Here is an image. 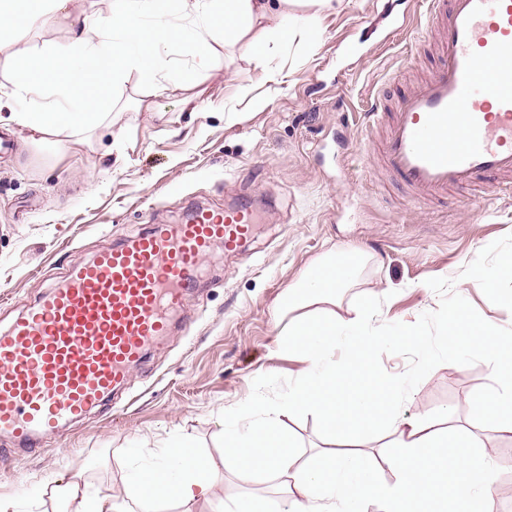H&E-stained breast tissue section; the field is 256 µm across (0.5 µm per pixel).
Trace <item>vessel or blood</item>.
Instances as JSON below:
<instances>
[{
  "label": "vessel or blood",
  "mask_w": 512,
  "mask_h": 512,
  "mask_svg": "<svg viewBox=\"0 0 512 512\" xmlns=\"http://www.w3.org/2000/svg\"><path fill=\"white\" fill-rule=\"evenodd\" d=\"M440 55L394 107L368 112L382 131L380 170L420 203L451 190L512 184V0H426ZM255 230L250 205L199 209L154 224L73 266L0 332V434L18 447L81 418L124 388L151 344L170 335L215 247Z\"/></svg>",
  "instance_id": "1"
}]
</instances>
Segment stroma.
<instances>
[{
  "label": "stroma",
  "instance_id": "35a3bbf8",
  "mask_svg": "<svg viewBox=\"0 0 512 512\" xmlns=\"http://www.w3.org/2000/svg\"><path fill=\"white\" fill-rule=\"evenodd\" d=\"M108 6L71 0L68 17L52 27L28 28L21 41L0 33V50L60 80L74 19ZM428 22L424 0H342L314 38H269L261 64L243 43L217 51L205 68L186 49L176 57L180 86L160 95L136 76L118 88L92 77L101 119L76 128L69 152L31 143L26 129L12 127L18 147L0 155V328L74 264L149 225L242 199L259 222L244 250L218 247L206 258L181 329L151 347L111 405L27 453L0 437V499L18 512H60L56 489L76 472L123 499L131 467L152 465L185 436L199 454L221 459L225 410L268 376L276 394L287 393L304 370V362L274 353L288 323L281 301L329 252L373 253L358 287L332 312L347 314L355 296L375 294L383 300L380 324H412L437 309L428 279H464L480 265L512 260V187L489 197L457 188L447 203L417 205L374 165L366 114L376 98L396 101L434 70L439 51L423 38ZM47 46L54 57H42ZM491 375L485 362L440 364L401 414L500 450L495 512H512V433L470 417L471 397ZM286 424L298 459L313 466L345 449L318 416ZM209 482L226 512L277 492L272 476L246 484L221 466Z\"/></svg>",
  "mask_w": 512,
  "mask_h": 512
}]
</instances>
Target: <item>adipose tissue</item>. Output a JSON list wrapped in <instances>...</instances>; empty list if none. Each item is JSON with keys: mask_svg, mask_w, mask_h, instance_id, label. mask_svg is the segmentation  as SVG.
<instances>
[{"mask_svg": "<svg viewBox=\"0 0 512 512\" xmlns=\"http://www.w3.org/2000/svg\"><path fill=\"white\" fill-rule=\"evenodd\" d=\"M172 1L178 12L194 20L192 29L160 23ZM332 7L333 0H111L108 11L86 16L71 29L65 81L35 78L22 68L17 55L0 54V77L14 93L37 94L63 104L59 112L38 106L0 116V125L25 128L43 144L59 143L66 129L98 120V100L86 83L90 70L106 68L115 85L134 74L167 79L173 55L187 45L206 55L214 44L231 49L243 41L252 49V60L260 62L265 58L266 31L290 36L311 29ZM364 259L358 249L328 254L289 287L283 306L291 316L278 334L275 351L304 360L306 368L278 401L255 392L225 411L226 466L246 480L275 474L281 492L267 501L265 512H416L422 495L416 472L420 449L450 447L454 453L449 464L458 475L462 500L491 506L497 457L476 436L467 432L444 436L421 418L386 416L388 429L397 434L396 451L386 460L394 481L378 496L367 494L378 477L367 458L336 455L323 470L295 465L296 442L284 429L283 417L296 412L319 414L330 435L362 446L365 436L354 429L353 419L370 410L372 401L367 392L353 390L344 402H337L335 384L343 368L364 366L370 352L407 338L414 339L419 350L427 348L423 337L410 331H376L369 310L331 318L299 314V307L335 303L342 292L354 287ZM65 493L66 512H161L162 504L172 499L180 512H207L212 503L211 485L199 457L186 445L166 452L151 468H133L122 502L109 494L89 493L78 473Z\"/></svg>", "mask_w": 512, "mask_h": 512, "instance_id": "obj_1", "label": "adipose tissue"}]
</instances>
